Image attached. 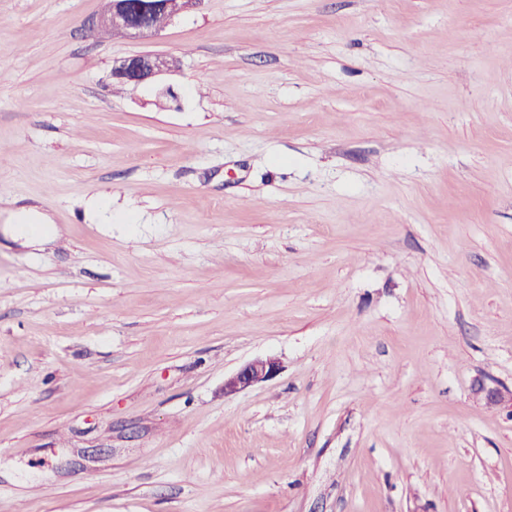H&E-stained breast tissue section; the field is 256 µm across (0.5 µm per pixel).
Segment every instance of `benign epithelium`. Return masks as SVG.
Returning <instances> with one entry per match:
<instances>
[{
	"mask_svg": "<svg viewBox=\"0 0 512 512\" xmlns=\"http://www.w3.org/2000/svg\"><path fill=\"white\" fill-rule=\"evenodd\" d=\"M203 0H105V6L92 20L97 31L104 27L119 28L133 41L150 40L161 33L154 17L158 13L173 22L180 15L199 6ZM174 71L169 55L154 52L136 53L112 64V81L127 86H139L155 81ZM280 370L279 361L272 357L257 358L244 364L224 379V395H234L256 384L274 378ZM474 393L485 406L507 412L512 418V390L482 379L473 386Z\"/></svg>",
	"mask_w": 512,
	"mask_h": 512,
	"instance_id": "benign-epithelium-1",
	"label": "benign epithelium"
}]
</instances>
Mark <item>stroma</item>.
<instances>
[{
    "label": "stroma",
    "instance_id": "35a3bbf8",
    "mask_svg": "<svg viewBox=\"0 0 512 512\" xmlns=\"http://www.w3.org/2000/svg\"><path fill=\"white\" fill-rule=\"evenodd\" d=\"M100 9L0 0V512H512V0ZM101 12L92 20L91 27L98 32L104 27L119 28L133 41L157 37L164 29L156 27L154 17L166 16L168 25L180 15L199 6L203 0H105ZM169 55L154 52L136 53L112 64V82L139 86L155 81L159 76L174 71ZM280 370L279 361L272 357L257 358L244 364L224 379L225 396L242 392L256 384L274 378ZM473 390L485 406L506 411L512 418V390L482 379L476 381Z\"/></svg>",
    "mask_w": 512,
    "mask_h": 512
}]
</instances>
